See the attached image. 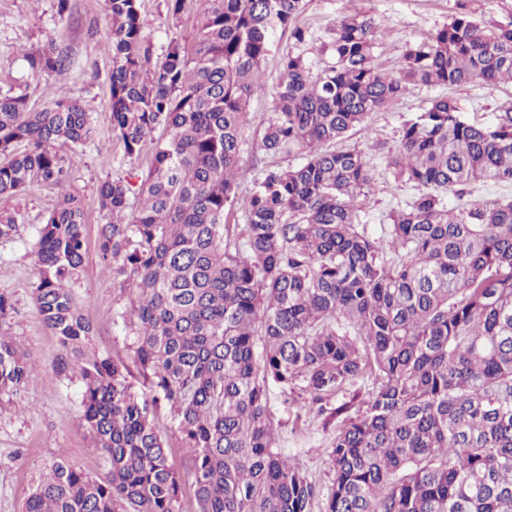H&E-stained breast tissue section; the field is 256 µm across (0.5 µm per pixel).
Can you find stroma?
Segmentation results:
<instances>
[{"instance_id":"35a3bbf8","label":"stroma","mask_w":512,"mask_h":512,"mask_svg":"<svg viewBox=\"0 0 512 512\" xmlns=\"http://www.w3.org/2000/svg\"><path fill=\"white\" fill-rule=\"evenodd\" d=\"M150 24L144 31L154 54H161L176 31V21L167 12L166 0H141ZM456 8L455 0H309L302 21L313 42L327 41L329 30L344 14L372 17L384 42L382 60L386 68L397 67L407 45L421 41L444 22ZM104 0H69L67 12H59L58 0H0V90L28 99L30 107L45 106L42 87L62 89L89 112L101 135L111 126L107 73L112 42L104 20ZM53 43L67 58L63 71L33 76L25 54ZM437 87L416 86L388 109L371 117L369 131L357 132L345 144L360 150L375 174V188L363 215L365 232L380 237L388 212L409 201L412 187L396 185L389 175L387 153L381 142H395L397 131L412 112L438 95ZM463 112L474 120L489 121L499 105L512 98V89L489 88L477 83L450 88ZM271 107L269 94L251 101L250 122L245 130L246 145L240 160L239 181L250 188L263 174L258 163V135ZM70 171L68 191L85 208L86 259L73 288L76 300L89 306L97 330L96 347L106 355L128 357L126 340L113 324L115 310L123 305L112 277L105 273L98 257L97 238L105 217L100 209L98 188L115 176L144 174L149 154L124 158L120 147L99 148L91 143L63 148ZM57 197L53 186L36 182L9 203L25 223L19 235L0 241V292L10 295L15 311L10 321L13 332L30 352L34 363L28 389L0 398V512H22L31 485L58 454H65L85 473L98 476L105 470L100 455L92 448L82 426L83 383L78 376L60 377L53 370L59 347L36 309L32 284L36 278L35 243L46 211ZM308 397L302 390L283 396L270 390V409L279 427V446L285 455L307 470L321 491H328L333 474L327 452L341 419L340 405L357 412L360 403L342 392L322 403V412H304Z\"/></svg>"}]
</instances>
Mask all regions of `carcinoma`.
Masks as SVG:
<instances>
[{"label":"carcinoma","instance_id":"carcinoma-1","mask_svg":"<svg viewBox=\"0 0 512 512\" xmlns=\"http://www.w3.org/2000/svg\"><path fill=\"white\" fill-rule=\"evenodd\" d=\"M167 2L193 33L155 61L140 0H104L112 141L130 159L149 143L152 158L138 182L100 185L110 221L98 254L125 297L113 324L154 396L93 347L72 294L83 208L62 191L39 230L33 298L59 345L56 375L83 382V427L108 469L90 476L59 456L22 512H183L180 467L154 424L163 406L195 512H311L321 490L279 448L269 389L318 402L368 378L363 409L332 442L322 512H512V199L448 204L450 191L512 184V104L479 123L442 95L403 122L388 170L417 194L380 239L360 229L371 168L336 146L413 86L511 87L512 21L489 26L462 3L388 71L367 16L336 20L312 60L307 0ZM271 56L281 74L258 146L269 162L243 191V131ZM25 58L36 75L66 64L51 44ZM43 94L33 112L0 93L1 201L34 181L65 186L60 148L106 147L80 103ZM283 153L302 162H271ZM239 212L245 224L228 223ZM21 224L1 209L0 240ZM13 310L0 292V398L30 374L6 328Z\"/></svg>","mask_w":512,"mask_h":512}]
</instances>
